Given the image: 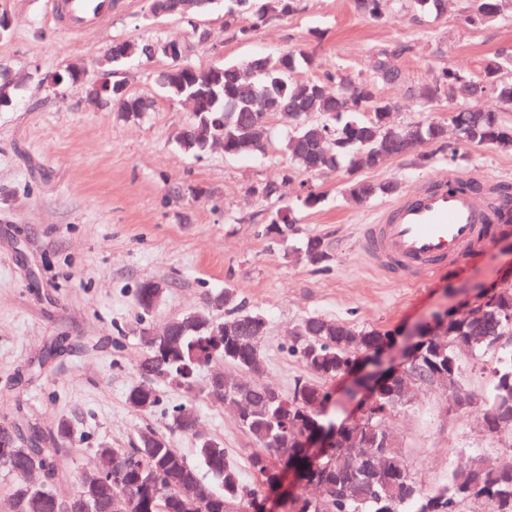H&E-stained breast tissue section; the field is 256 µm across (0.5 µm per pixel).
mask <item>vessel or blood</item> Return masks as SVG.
<instances>
[{"label": "vessel or blood", "mask_w": 512, "mask_h": 512, "mask_svg": "<svg viewBox=\"0 0 512 512\" xmlns=\"http://www.w3.org/2000/svg\"><path fill=\"white\" fill-rule=\"evenodd\" d=\"M112 0H67L65 34L105 22ZM512 222V204L437 180L398 199L366 225L362 244L371 261L405 278H425L455 259L475 256L489 244L494 224Z\"/></svg>", "instance_id": "1"}]
</instances>
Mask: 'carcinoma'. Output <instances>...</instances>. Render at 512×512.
Segmentation results:
<instances>
[{
	"mask_svg": "<svg viewBox=\"0 0 512 512\" xmlns=\"http://www.w3.org/2000/svg\"><path fill=\"white\" fill-rule=\"evenodd\" d=\"M219 0L191 3L184 9L182 0H149L148 9L156 18L196 17L209 12ZM447 0H353L355 11L373 21L383 22L409 8L420 17L438 16ZM301 0H224V34L230 39L244 40L259 26L298 11ZM505 0H469L466 21L471 25L496 23L506 19ZM167 42L141 39L112 44L114 64L136 60L151 62L159 56L169 60L158 75V82L168 97L176 102L193 100L191 120L178 135L176 143L184 152L202 155L213 143V113H224L225 155L265 154L271 141L268 129L271 119L286 112L295 127L279 143L286 156L280 178L251 186L255 196L264 201L281 199L283 185L298 180L308 186L303 204L316 207L322 195L310 180L330 171L346 175L344 194L348 201L363 205L376 197H393L402 191V183L391 179L373 183L355 177L362 169H374L388 159L410 153L417 141L446 143L450 156L461 146L512 149V125L499 113L484 111L479 97L485 90L495 93L501 111L512 112V79L503 76L512 65V55L499 53L486 63L477 75L451 68L433 75L413 90L423 109L443 103L448 118L429 119L414 125H396L389 120L391 103L380 95V85L399 79L398 60L410 50L395 45L382 50L374 65L373 76L355 78L345 73H327L321 77L294 81L290 74L311 63L312 54L304 48L289 50L277 56L255 55L245 65L220 62L207 72L191 65L181 55H170ZM155 101L130 92L123 100L112 97V109L120 117L137 118L153 111ZM318 115L313 120L310 115ZM453 127L456 141L448 143V127ZM190 196L198 201L204 189L181 182L169 187V196ZM284 219L276 218L264 228L266 236L275 239L295 223L293 210L287 206ZM329 258L328 246L317 236L308 238L301 260L315 262L314 256ZM152 289L140 284L134 300L143 315L137 322L146 351L143 363L153 367L148 377L132 387L128 402L140 412H151L162 403L161 386H176L186 395L183 403L172 407L173 424L187 433L192 420L199 418L197 402L206 400L235 413L238 424L250 437L254 448L248 458L253 481H244L236 465L228 457L224 445L210 437L196 440L198 461L180 454L169 457L168 440L156 433H143L136 447L130 449H97L98 463L112 466V482L100 491L101 501L121 503L122 512H238L250 509L262 496L267 485L278 477L276 460L280 456L283 436L296 438L302 431L325 423L320 408L329 398L328 384L341 371L355 364L365 347H378L391 338V333L377 329L357 328L342 321L312 315L303 319L296 331L303 336L288 346V354L299 359L315 375L313 382H299L294 391L303 394L294 403L283 393H267L269 383L261 380L265 368L261 341L266 334L263 314L243 309L237 294L230 288L205 294V305L230 311L224 318V342L215 351L207 344L210 330L191 319L187 313L172 318V339L177 345L175 357L164 368L156 367L158 348L151 346L153 332L147 319L157 304ZM448 339L430 340L417 356V374L423 378L448 373V380L461 386L467 397L465 405L478 402L482 408V425L497 430L487 439L512 453V342L501 343L500 336L512 337V283L498 287L486 306H478L448 320ZM492 354L493 365L487 368L490 388L475 392L462 386V364L466 356ZM230 363L242 376L225 379L215 388L199 384V371L209 365ZM406 399L398 387L387 386L377 398V406L369 419L354 426L357 441L351 444L357 454L347 457L343 449L331 450L322 459V467L310 476L321 483L327 495L316 501L304 495L288 502V512H465L475 498L486 502L490 512H512V467L493 468L473 459L453 472L448 484L437 490L423 488L401 459L389 427V418ZM68 419L58 420L49 434L29 424L23 411L13 420L20 436L29 447L20 449L18 458H1L0 466L16 478L11 498L14 512H30L35 488L27 482L29 469H46L50 481L41 489L43 512H57L66 496L63 484L77 483L60 461V447L71 442L74 432H64ZM203 464L217 481L218 487L204 483L198 464ZM135 488L132 498H125L128 487ZM191 487L186 498L182 489Z\"/></svg>",
	"mask_w": 512,
	"mask_h": 512,
	"instance_id": "1",
	"label": "carcinoma"
}]
</instances>
